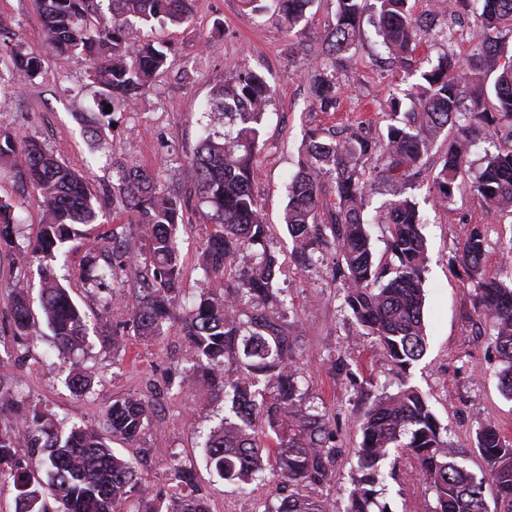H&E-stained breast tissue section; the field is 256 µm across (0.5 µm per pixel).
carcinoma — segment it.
I'll list each match as a JSON object with an SVG mask.
<instances>
[{
    "label": "carcinoma",
    "instance_id": "obj_1",
    "mask_svg": "<svg viewBox=\"0 0 512 512\" xmlns=\"http://www.w3.org/2000/svg\"><path fill=\"white\" fill-rule=\"evenodd\" d=\"M284 27L294 30L307 18L314 0H273ZM44 29L39 49L0 42V87L9 84L11 70L25 72L31 84L42 76V55L67 53L80 57L97 86V111L81 117L94 142L103 137L106 106L131 110L154 75L168 60L164 47L129 41L128 29L142 25H181L189 19V0H109L102 11L95 0H32ZM455 9L477 12L482 29L481 51L462 63L448 54L419 73L413 87V106L400 112L395 100L385 133L373 137L352 135L325 139L317 131L305 137L299 170L289 183L283 220L293 244L295 260L303 267L318 262L316 253L333 246L340 258L342 307L359 332L371 336L385 351L400 375L397 389L375 397L360 423L362 443L355 451L356 469L344 512H390L379 500L377 486L383 466L394 452L415 463L423 482L435 496L432 512H488L484 485L496 489L494 512H512V442L489 420L475 435V445L486 469L478 477L458 461L459 451L444 435L427 398L409 384L407 373L426 352L424 273L428 262L421 218L410 190L422 174V159L429 154L448 125L457 136L448 141L433 175L436 198L444 205L468 164V129L479 121L490 135L502 120L512 122V67L489 82L501 53L490 33L512 23V0H454ZM371 12L380 44L401 68L413 66L419 21L410 17L407 0H336L335 22L320 42L326 62L313 74L312 91L324 111L336 108V66L349 60L361 36V20ZM272 90L266 78L236 65L229 79L210 94L206 111L224 115V131L208 134L187 158L202 203L212 209L215 228L200 268L206 279L234 274L224 292L203 287L191 308L174 312L173 299L181 275L175 242L177 225L184 223V201L166 192L145 171H118V192L129 223L137 225L148 241L141 253L150 275L142 277L127 297L130 328L135 335L155 337L164 326L179 322L193 352L181 387L203 386L224 394L229 403L220 425L203 443L207 466L220 479L238 485L280 480L278 504L264 512H327L322 501L299 492L307 485L327 482L341 449L336 447L325 414L300 387L293 337L280 310L287 303L273 288L277 258L267 250L269 226L262 205L251 191L256 176L255 157L261 122ZM377 159L378 176L393 185L392 199L382 207L390 257L375 259L367 222L365 166ZM8 160L18 179L33 188L42 220L34 239L18 243L13 202L0 199V254L27 267L33 258L40 266L41 312L52 332L58 356L64 360L84 346L89 337L86 314L61 283L53 261L55 251L76 234V226L99 223L88 179L60 162L39 141L20 144L15 134L0 130V161ZM333 183L336 202L322 197L323 178ZM472 191L492 208L512 210V146L486 155L471 184ZM243 250L253 254L250 266L236 269ZM486 238L472 227L460 243L451 266H459L474 288V311L492 321V344L501 369L499 388L512 398V265L498 276L485 273ZM124 267L122 254L92 279V287L106 293L112 305L116 269ZM255 306L243 319L240 304ZM35 324L25 296L12 298L13 335L29 334ZM237 363L232 375L226 359ZM76 396L91 393L92 376L73 363L65 380ZM17 416L20 433L0 427V479L15 492V512H208L193 469L175 458L166 477L170 490L143 486L134 462L105 441L98 430L84 424L57 421L46 408H26L0 389V414ZM152 416L151 401L128 396L107 408L103 426L112 438L137 440ZM40 457L41 467L26 455Z\"/></svg>",
    "mask_w": 512,
    "mask_h": 512
}]
</instances>
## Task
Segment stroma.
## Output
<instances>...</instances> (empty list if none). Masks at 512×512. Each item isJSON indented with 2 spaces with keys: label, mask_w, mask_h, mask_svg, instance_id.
Returning <instances> with one entry per match:
<instances>
[{
  "label": "stroma",
  "mask_w": 512,
  "mask_h": 512,
  "mask_svg": "<svg viewBox=\"0 0 512 512\" xmlns=\"http://www.w3.org/2000/svg\"><path fill=\"white\" fill-rule=\"evenodd\" d=\"M335 11L336 0H316L307 21L290 32L277 17H252L240 0H195L187 23L133 27L130 39L163 44L168 62L135 108L112 114L113 125L106 128L99 148L79 121L80 113L96 109L94 87L81 60L47 54L40 88L31 89L26 73L15 71L9 86L0 89V128L21 139H38L58 159L86 173L101 220L100 225L80 227L78 236L65 245V286L92 325L81 358L95 376L92 393L79 397L65 386L68 368L52 349L43 318H36L25 339L13 336L12 291L17 286L27 288L32 306H39V275L34 264L18 272L4 254L0 255V386L24 405L48 408L68 423L95 426L113 399L131 394L149 399L155 407L150 425L139 441L125 445V454L136 461L139 476L158 490L166 486L173 459L194 467L211 512H261L264 503L278 495L279 483L241 489L211 475L197 445V432L223 416V395L180 389L191 355L180 323L150 341L127 335L124 353L113 354L104 338L124 327L129 315L121 303L102 313L99 292L86 284L85 255L93 249L107 258L113 241L125 244L121 288L134 287L144 273L138 259L141 241L112 186L117 170L152 171L159 185L188 201L185 222L176 233L182 275L175 305L180 311L190 305L204 284L199 257L214 226L201 212L194 173L181 159L196 151L204 126L223 129V117L203 116L202 108L212 89L228 78L231 67L243 63L262 74L273 95L262 122L252 191L270 226L266 244L281 266L274 285L287 296L284 320L294 338L302 386L326 414L342 450L331 480L306 487L305 492L322 498L328 512H343L356 467L354 452L362 441L358 421L375 395L396 388L397 374L384 350L372 337L359 335L344 311L335 251H325L310 269H296L290 255L292 242L281 218L305 132L319 128L342 136L352 129L385 128L391 96L404 95L415 79L404 76L377 43L372 26L364 25L352 62L336 73L338 104L334 111H321L311 93L310 77L325 62L318 42ZM1 17L8 21L7 36L12 42L35 49L42 46V22L30 0H0ZM445 30L452 32V39L442 38ZM477 41L473 17L449 12L438 19L435 29L419 32L415 56L427 69L445 52L467 57ZM185 70L192 73L191 81L182 80ZM79 86L84 89L82 96L73 97L71 88ZM446 144V137H438L423 160V173L414 189L430 263L423 285L427 350L413 367L410 383L427 396L450 441L463 450L462 464L479 475L485 463L475 447V431L491 419L512 440V400L498 389L500 364L491 345V324L474 314L472 290L449 259L468 229L477 224L486 236V273L499 274L505 249L512 244V214L489 209L466 188L455 193L449 207L436 202L431 176ZM0 198L16 205L22 220L20 240L34 237L41 213L31 188L16 182L6 164L0 166ZM382 487L391 512H430L434 505L432 492L418 480L409 459L397 462Z\"/></svg>",
  "instance_id": "stroma-1"
}]
</instances>
